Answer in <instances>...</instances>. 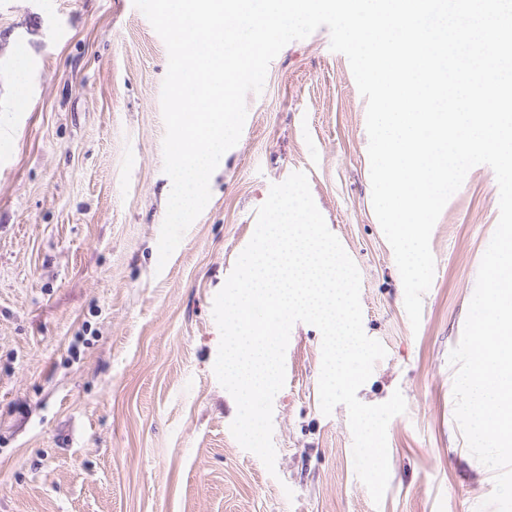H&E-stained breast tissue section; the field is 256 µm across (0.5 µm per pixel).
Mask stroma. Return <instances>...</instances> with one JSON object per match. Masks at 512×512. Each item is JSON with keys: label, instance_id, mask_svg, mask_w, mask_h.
Here are the masks:
<instances>
[{"label": "stroma", "instance_id": "1", "mask_svg": "<svg viewBox=\"0 0 512 512\" xmlns=\"http://www.w3.org/2000/svg\"><path fill=\"white\" fill-rule=\"evenodd\" d=\"M168 52L134 0H0V512H476L494 473L454 418L449 354L499 220L491 167L431 234L412 329L374 213L367 103L328 28L288 43L246 97L239 142L166 265L159 238ZM308 178L357 265L365 334L385 347L361 402L401 391L373 503L346 406L320 408L322 334L296 323L274 398L276 470L243 449L214 364L215 295L271 185Z\"/></svg>", "mask_w": 512, "mask_h": 512}]
</instances>
